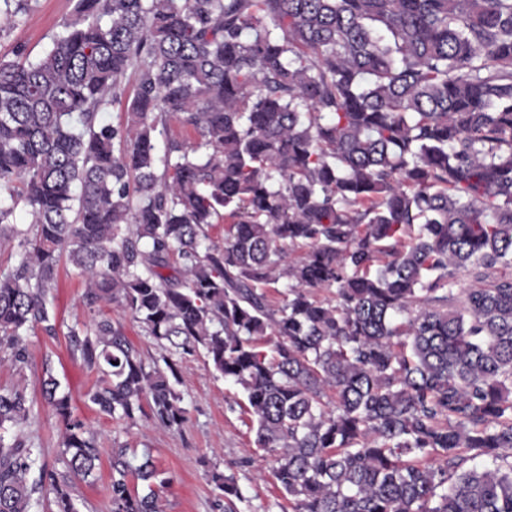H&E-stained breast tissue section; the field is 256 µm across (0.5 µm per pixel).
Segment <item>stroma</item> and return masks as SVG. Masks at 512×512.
Segmentation results:
<instances>
[{
  "instance_id": "1",
  "label": "stroma",
  "mask_w": 512,
  "mask_h": 512,
  "mask_svg": "<svg viewBox=\"0 0 512 512\" xmlns=\"http://www.w3.org/2000/svg\"><path fill=\"white\" fill-rule=\"evenodd\" d=\"M76 0H30L27 14L6 18L0 0V58L12 59L16 46H26L39 54L50 45L62 22L74 9ZM58 286L52 301L58 333L29 336L28 359L13 364L10 351L0 349V388L22 391L32 416L8 435L41 448V465L59 481L68 484L78 512H108L110 508V462L102 460L93 477H73L60 459L63 423L44 401L41 383L53 372L61 391L71 397L74 418L94 433L98 445L109 449L123 444L136 453L150 454L169 483L159 491L161 512H222L208 481L210 471L234 475L246 501L241 512H282L284 499L268 462L254 445V433L242 389L224 380L206 363L204 355H188L178 360L182 376L180 390L189 420L181 431H170L142 417L133 423H118L102 415L88 403L85 393L93 378L74 355L67 337L75 324L93 317L83 305L85 282L69 262H61Z\"/></svg>"
}]
</instances>
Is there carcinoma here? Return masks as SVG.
<instances>
[{"label": "carcinoma", "instance_id": "obj_1", "mask_svg": "<svg viewBox=\"0 0 512 512\" xmlns=\"http://www.w3.org/2000/svg\"><path fill=\"white\" fill-rule=\"evenodd\" d=\"M13 55L14 363L30 333H58L65 257L90 311L117 304L160 349L146 362L103 314L69 330L101 413L181 430L173 356L201 350L242 388L291 512H512V0H76L40 56ZM116 104L126 122H103ZM173 121L195 141L160 154ZM59 388L46 371L63 462L85 479L101 449ZM29 415L0 390V512H33L44 486L76 512L67 483L30 479L41 449L4 435ZM110 467V512H160L150 456L117 446ZM209 482L240 512L234 475Z\"/></svg>", "mask_w": 512, "mask_h": 512}]
</instances>
